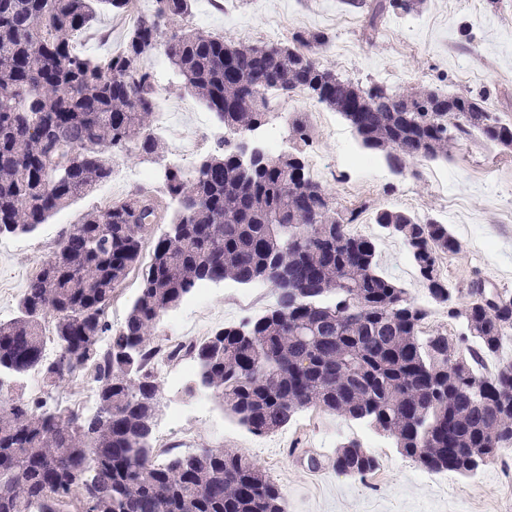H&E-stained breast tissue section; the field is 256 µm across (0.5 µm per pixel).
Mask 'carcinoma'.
<instances>
[{
	"instance_id": "obj_1",
	"label": "carcinoma",
	"mask_w": 512,
	"mask_h": 512,
	"mask_svg": "<svg viewBox=\"0 0 512 512\" xmlns=\"http://www.w3.org/2000/svg\"><path fill=\"white\" fill-rule=\"evenodd\" d=\"M95 0H0V237L33 234L48 217L112 174V158L136 148L158 163L152 131L158 91L138 66L163 49L183 88L224 130H257L270 95H303L340 113L364 148L397 175L448 158L476 135L512 141L484 94L363 87L316 58L322 33L294 45L239 44L174 27L190 0H153L123 51L103 61L76 52L71 36L95 21ZM371 23L418 13L416 0H376ZM222 140L192 170L164 164L177 209L157 231L158 204L139 189L64 229L0 321V512H288L278 485L244 455L198 448L154 461L160 380L152 366L164 316L209 282L262 283L277 303L256 319L172 347L205 391L256 436L319 407L392 438L429 472L474 475L512 452V361L482 371L512 338V298L475 282L459 308L438 255L458 250L448 225L380 209L375 223L400 239L430 297L459 320L457 336L423 335L428 310L375 270L376 246L352 234L300 156L248 168ZM153 240L138 295L112 329V295ZM40 375L46 396L15 386ZM86 373L99 408L49 402ZM336 472L363 478L377 459L356 439L338 446Z\"/></svg>"
}]
</instances>
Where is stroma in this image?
I'll list each match as a JSON object with an SVG mask.
<instances>
[{"label":"stroma","instance_id":"35a3bbf8","mask_svg":"<svg viewBox=\"0 0 512 512\" xmlns=\"http://www.w3.org/2000/svg\"><path fill=\"white\" fill-rule=\"evenodd\" d=\"M119 11L101 5L85 31L81 54L103 59L122 49L131 30L120 26ZM281 20L284 42L299 33H325L329 51L320 61L365 85L378 81L396 91L436 88L456 94H487L501 120L512 123V0H424L416 16L385 14L370 24L367 9L345 0H193L187 24L221 35L225 41L261 42L267 19ZM163 93L171 103L170 125L189 135L209 136L206 153L217 147L222 129L215 116L186 92L178 75L167 72ZM302 113L310 128L306 143L284 136L281 152L301 151L310 177L320 183L337 211L355 214L350 226L377 245V270L407 288L430 316L427 335H457L460 322L433 304L404 245L374 222L379 208L397 209L446 224L457 252L443 254L442 276L466 304L471 281L512 297V150L473 138L451 149L447 161L421 166L418 176L393 174L381 156L361 147L350 123L307 98L274 100L267 125H285L286 114ZM146 160L137 149L115 159L111 178L92 194L53 213L37 233L0 237V320L11 318L27 281L53 251L59 234L103 203H117L136 191V173ZM276 302L270 287L227 281L211 285L206 304L180 305L169 317H191L195 339L213 330L261 315ZM187 379L163 380L156 430L158 454L181 452L182 427H190L201 448H224L248 457L267 472L288 502V512H512V453L476 475L431 473L402 455L391 438L319 408L299 412L276 432L256 436L220 406L195 415ZM185 410L183 425L170 421V403ZM369 446L377 470L365 478L336 472L332 459L345 440Z\"/></svg>","mask_w":512,"mask_h":512}]
</instances>
